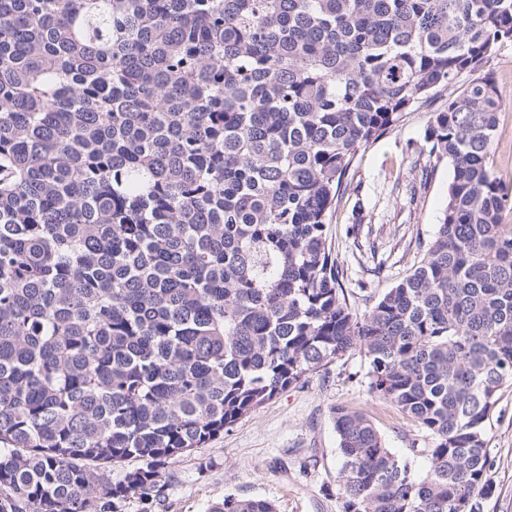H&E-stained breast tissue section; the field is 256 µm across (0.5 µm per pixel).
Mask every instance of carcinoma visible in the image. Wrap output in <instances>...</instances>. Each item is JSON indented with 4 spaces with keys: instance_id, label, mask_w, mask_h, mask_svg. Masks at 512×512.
Returning <instances> with one entry per match:
<instances>
[{
    "instance_id": "cac0c4a2",
    "label": "carcinoma",
    "mask_w": 512,
    "mask_h": 512,
    "mask_svg": "<svg viewBox=\"0 0 512 512\" xmlns=\"http://www.w3.org/2000/svg\"><path fill=\"white\" fill-rule=\"evenodd\" d=\"M505 42L512 0H0V512L151 508L170 459L355 352L428 466L333 407L341 512H483L512 386L494 81L434 113L444 217L359 315L327 224L358 150Z\"/></svg>"
}]
</instances>
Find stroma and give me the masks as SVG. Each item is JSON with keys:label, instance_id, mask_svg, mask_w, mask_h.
<instances>
[{"label": "stroma", "instance_id": "35a3bbf8", "mask_svg": "<svg viewBox=\"0 0 512 512\" xmlns=\"http://www.w3.org/2000/svg\"><path fill=\"white\" fill-rule=\"evenodd\" d=\"M484 76L493 79L504 101L491 163L496 176L511 185V43L457 83ZM448 96L443 90L416 105L395 130L361 148L344 180L327 233L355 311H364L366 297L381 295L409 272L442 221L452 168L430 155L425 132ZM366 371L361 354L347 355L251 411L204 447L171 459L152 512H208L228 494L270 499L277 512H340L332 406L366 414L403 457L410 456L409 444L420 435L409 417L368 395ZM486 440L495 493L484 512H512V387L500 393Z\"/></svg>", "mask_w": 512, "mask_h": 512}]
</instances>
